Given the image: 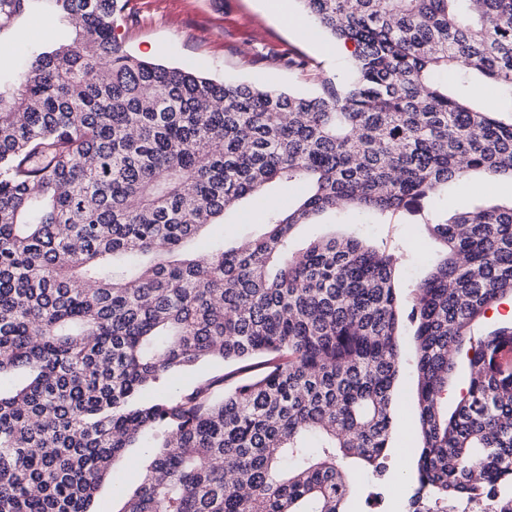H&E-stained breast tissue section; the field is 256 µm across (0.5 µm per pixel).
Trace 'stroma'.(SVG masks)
I'll list each match as a JSON object with an SVG mask.
<instances>
[{
  "label": "stroma",
  "instance_id": "stroma-1",
  "mask_svg": "<svg viewBox=\"0 0 512 512\" xmlns=\"http://www.w3.org/2000/svg\"><path fill=\"white\" fill-rule=\"evenodd\" d=\"M294 24L275 14L271 0H128L119 18V31L138 56L167 66H193L213 78H231L258 86L311 91L325 77L345 74L349 57L305 14L298 0H289ZM24 37L0 55V74L15 72L31 45L43 41L66 42L72 37L68 25L52 14L40 20H23ZM304 56L318 64L316 75L279 66V59ZM512 203V184H500L491 194L478 198L468 183H456L422 201L415 211L369 218L354 212L323 216L319 223L298 227L292 245L307 246L314 239L352 234L379 249L399 255L394 285L403 310H410L414 284L423 278L441 256L440 245L428 234L427 223L485 204ZM262 209L256 204L238 205L231 224L211 225L207 233L234 244L255 238L264 231ZM417 373L413 347H406L395 384V416L390 453V478L379 481L371 472L356 470V484L349 512H404L414 469L418 437L416 402ZM147 451L130 449L125 462L97 492L95 512H119L122 492L132 491L146 465Z\"/></svg>",
  "mask_w": 512,
  "mask_h": 512
}]
</instances>
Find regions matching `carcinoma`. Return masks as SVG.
<instances>
[{"label":"carcinoma","mask_w":512,"mask_h":512,"mask_svg":"<svg viewBox=\"0 0 512 512\" xmlns=\"http://www.w3.org/2000/svg\"><path fill=\"white\" fill-rule=\"evenodd\" d=\"M127 2L0 0V37L36 12L82 20L0 79V376L25 374L0 393V512H90L131 448L150 463L119 512H346L349 462L388 473L397 258L350 235L294 250L292 231L412 212L472 171L512 178V107L495 102L512 103V0H299L352 48L312 94L140 59L116 33ZM249 198L263 237L185 254ZM427 229L445 256L408 314L409 501L479 490L512 512V321L488 322L512 300V205Z\"/></svg>","instance_id":"carcinoma-1"}]
</instances>
